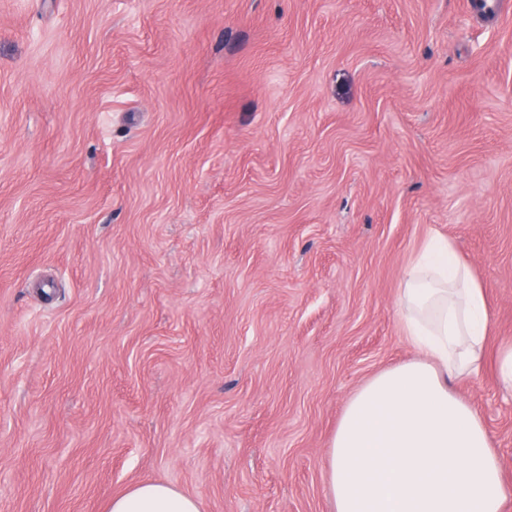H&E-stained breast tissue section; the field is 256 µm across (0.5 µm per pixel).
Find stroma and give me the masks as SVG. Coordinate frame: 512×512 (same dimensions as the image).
Returning <instances> with one entry per match:
<instances>
[{"label":"stroma","mask_w":512,"mask_h":512,"mask_svg":"<svg viewBox=\"0 0 512 512\" xmlns=\"http://www.w3.org/2000/svg\"><path fill=\"white\" fill-rule=\"evenodd\" d=\"M0 0V512H331L352 393L451 240L492 316L455 391L512 487V0ZM108 512H200L199 501L169 484L142 481L112 496Z\"/></svg>","instance_id":"stroma-1"}]
</instances>
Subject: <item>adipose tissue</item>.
Here are the masks:
<instances>
[{
	"mask_svg": "<svg viewBox=\"0 0 512 512\" xmlns=\"http://www.w3.org/2000/svg\"><path fill=\"white\" fill-rule=\"evenodd\" d=\"M398 319L418 357L367 380L348 400L329 448L332 512H505L512 488L477 410L450 388L478 375L491 314L485 290L447 238L408 258ZM108 512H200L198 500L146 480Z\"/></svg>",
	"mask_w": 512,
	"mask_h": 512,
	"instance_id": "adipose-tissue-1",
	"label": "adipose tissue"
}]
</instances>
